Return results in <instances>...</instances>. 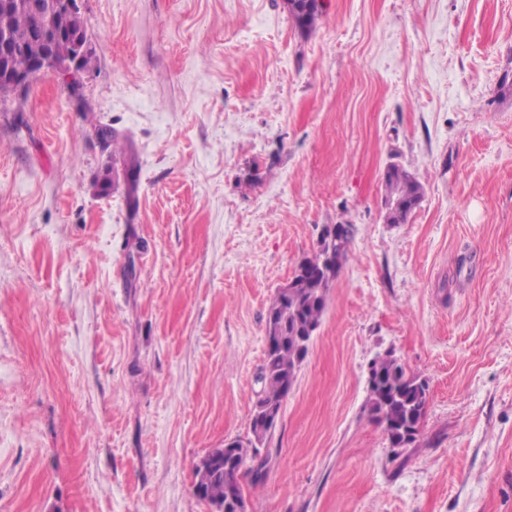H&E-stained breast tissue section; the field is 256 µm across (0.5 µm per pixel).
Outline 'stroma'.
<instances>
[{
    "mask_svg": "<svg viewBox=\"0 0 512 512\" xmlns=\"http://www.w3.org/2000/svg\"><path fill=\"white\" fill-rule=\"evenodd\" d=\"M322 2L302 33L284 0H80L79 89L0 96V512H210L195 466L250 439L327 224L348 257L248 512H512V0ZM385 351L429 385L398 456ZM385 200L396 202L399 207L392 224L404 223L407 216L419 204L423 188L415 176L403 167L391 165L384 175Z\"/></svg>",
    "mask_w": 512,
    "mask_h": 512,
    "instance_id": "obj_1",
    "label": "stroma"
}]
</instances>
